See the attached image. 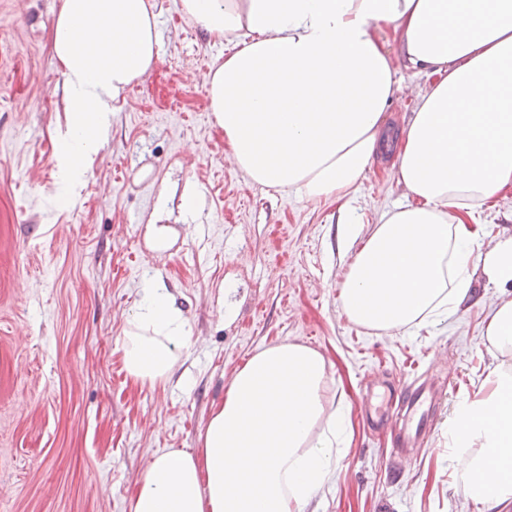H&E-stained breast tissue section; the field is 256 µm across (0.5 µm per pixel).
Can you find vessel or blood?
Wrapping results in <instances>:
<instances>
[{"label": "vessel or blood", "instance_id": "obj_1", "mask_svg": "<svg viewBox=\"0 0 512 512\" xmlns=\"http://www.w3.org/2000/svg\"><path fill=\"white\" fill-rule=\"evenodd\" d=\"M391 402L397 404L402 413L399 427L393 428L392 443L395 453H407L418 440L431 434L429 416L437 405L439 396L426 384H406L389 394Z\"/></svg>", "mask_w": 512, "mask_h": 512}]
</instances>
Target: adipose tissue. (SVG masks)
Listing matches in <instances>:
<instances>
[{
    "instance_id": "obj_1",
    "label": "adipose tissue",
    "mask_w": 512,
    "mask_h": 512,
    "mask_svg": "<svg viewBox=\"0 0 512 512\" xmlns=\"http://www.w3.org/2000/svg\"><path fill=\"white\" fill-rule=\"evenodd\" d=\"M218 39L243 37L208 78L209 108L236 167L256 184L314 199L351 197L382 152L397 69L376 33L390 29L432 82L395 141L405 204L384 212L340 293L347 317L405 329L454 310L476 270L501 286L485 332L490 391L451 422L463 491L512 500V235L474 263L466 216L512 188V0H181ZM148 0H61L52 51L68 92L61 157L79 180L108 125L110 103L158 54ZM186 324L150 285L124 333L123 362L141 382L170 378ZM326 359L281 343L256 352L210 414L200 451L167 450L142 472L131 512H302L328 483L337 427Z\"/></svg>"
}]
</instances>
